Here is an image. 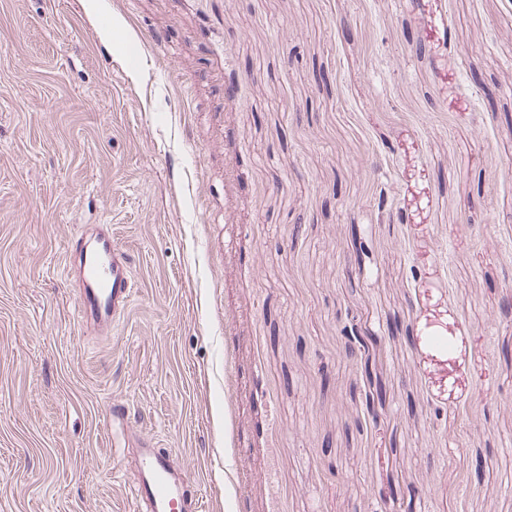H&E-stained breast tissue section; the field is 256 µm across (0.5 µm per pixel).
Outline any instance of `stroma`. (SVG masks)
Listing matches in <instances>:
<instances>
[{"mask_svg":"<svg viewBox=\"0 0 512 512\" xmlns=\"http://www.w3.org/2000/svg\"><path fill=\"white\" fill-rule=\"evenodd\" d=\"M114 17L0 0V512H134L116 404L206 512H512V0ZM92 224L135 274L97 333ZM101 0H83V10L88 19V21L93 25L97 26V30L99 32L100 37L104 41H112V30L118 29L121 26V22L114 18L112 20V24L107 27H102L99 25V16L102 10Z\"/></svg>","mask_w":512,"mask_h":512,"instance_id":"obj_1","label":"stroma"}]
</instances>
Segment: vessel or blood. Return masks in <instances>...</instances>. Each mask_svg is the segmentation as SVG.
Masks as SVG:
<instances>
[{"label":"vessel or blood","instance_id":"1","mask_svg":"<svg viewBox=\"0 0 512 512\" xmlns=\"http://www.w3.org/2000/svg\"><path fill=\"white\" fill-rule=\"evenodd\" d=\"M74 263L78 272L79 317L99 328L111 326L130 305L134 278L129 256L112 241V227L97 226L84 236ZM137 478L132 497L138 512H202L203 502L180 480L171 453L139 437Z\"/></svg>","mask_w":512,"mask_h":512}]
</instances>
